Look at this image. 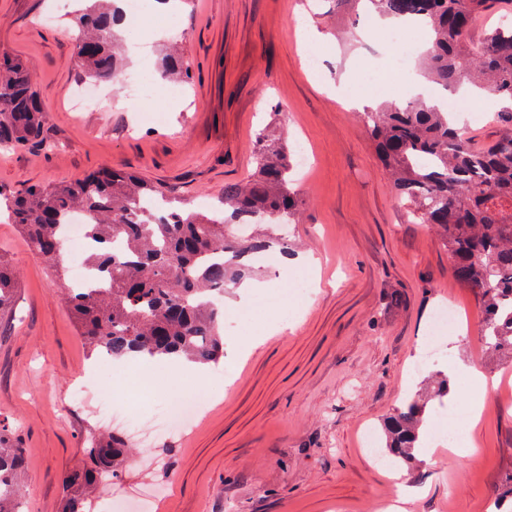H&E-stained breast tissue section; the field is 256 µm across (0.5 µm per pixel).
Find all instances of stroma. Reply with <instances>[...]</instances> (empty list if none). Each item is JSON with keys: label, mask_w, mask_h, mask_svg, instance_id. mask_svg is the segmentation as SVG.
Segmentation results:
<instances>
[{"label": "stroma", "mask_w": 512, "mask_h": 512, "mask_svg": "<svg viewBox=\"0 0 512 512\" xmlns=\"http://www.w3.org/2000/svg\"><path fill=\"white\" fill-rule=\"evenodd\" d=\"M196 2L183 0L166 30L182 35L192 71L169 94L178 111L136 109L120 89L98 111L75 112L74 31L42 21L55 0H0V53L30 66L53 143L0 154V196L107 165L206 208L252 173L259 132L303 143L310 162L296 170L302 205L288 241L318 261L311 289L300 291L306 271L274 251L252 276L258 293L225 294L224 354L207 365L200 391L206 409L186 433L136 446L112 481L111 512H375L393 488L363 454L359 431L382 426L404 402L407 366L439 304L453 303L467 331L451 332L446 356L416 387L457 363L495 381L512 376V363L480 350L477 299L428 226L410 223L354 105L400 104L425 80L412 74L370 95V73L392 66L385 31L366 39L365 17L342 0H207L203 12ZM306 7L329 44L318 73L296 33ZM0 257L15 274L13 303L0 311V427L16 429L25 450L23 512H58L63 476L83 465V444L100 431L70 401L76 381L144 420L195 390L157 363L97 373L60 293L65 270L1 219ZM470 437L478 454L466 470L451 453L402 463L406 512H481L503 488L512 398L488 390Z\"/></svg>", "instance_id": "obj_1"}]
</instances>
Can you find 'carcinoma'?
<instances>
[{
	"label": "carcinoma",
	"mask_w": 512,
	"mask_h": 512,
	"mask_svg": "<svg viewBox=\"0 0 512 512\" xmlns=\"http://www.w3.org/2000/svg\"><path fill=\"white\" fill-rule=\"evenodd\" d=\"M104 11L82 13L75 21V66L99 83L120 78L115 52L120 41L114 20L120 0H105ZM376 12L414 23L429 32L422 58L427 79L446 90L463 84L493 93L502 103L495 122L505 132L491 142L469 145L462 128L442 105L419 100L402 108L380 105L366 122L368 134L398 194L413 207L412 217L430 225L454 261L457 281L471 289L483 311L487 349L512 360V33L490 29L468 41L476 19L501 11V0H368ZM157 78L191 79L175 47L160 63ZM46 113L27 64L0 54V148L22 151L46 145ZM293 148L263 133L256 140L255 167L245 183L224 185L220 206L192 212L173 206L156 186L105 167L81 179L32 185L6 198L13 223L31 246L57 266L65 216L92 213L85 225L96 288H67L66 301L80 335L93 352L114 359L138 354L178 356L215 362L224 350L219 326L224 289L239 285L251 257L288 241L269 230L246 238L234 226L288 223L299 214L292 187ZM124 242L120 253L111 241ZM13 272L0 261V308L11 304ZM426 402L418 394L383 422L385 446L409 460L419 447ZM89 465L64 479L59 512H90L96 487L117 478L130 449L113 434L83 448ZM25 466L15 434L0 431V512H18L17 479Z\"/></svg>",
	"instance_id": "1"
}]
</instances>
